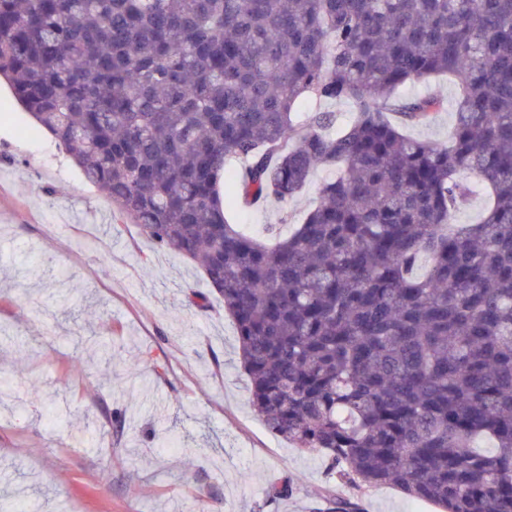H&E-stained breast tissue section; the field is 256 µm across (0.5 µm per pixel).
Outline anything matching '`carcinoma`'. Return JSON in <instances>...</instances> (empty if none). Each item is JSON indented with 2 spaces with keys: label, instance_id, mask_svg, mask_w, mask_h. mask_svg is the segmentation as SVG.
I'll return each mask as SVG.
<instances>
[{
  "label": "carcinoma",
  "instance_id": "1",
  "mask_svg": "<svg viewBox=\"0 0 512 512\" xmlns=\"http://www.w3.org/2000/svg\"><path fill=\"white\" fill-rule=\"evenodd\" d=\"M444 75L449 143L391 122L429 123L444 101L399 93ZM0 78L117 218L204 273L269 431L350 483L512 512V0H0ZM307 98L354 118L299 120ZM319 167L339 175L289 235L229 221ZM316 110L335 112L336 124H342L349 121L355 111L353 104L348 101H329L322 103L319 101H309L302 107L301 112L307 113L314 112ZM485 198L481 191L474 193L468 202L458 211L457 219L459 224H473L477 222L483 211Z\"/></svg>",
  "mask_w": 512,
  "mask_h": 512
}]
</instances>
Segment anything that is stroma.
Returning <instances> with one entry per match:
<instances>
[{
	"instance_id": "stroma-1",
	"label": "stroma",
	"mask_w": 512,
	"mask_h": 512,
	"mask_svg": "<svg viewBox=\"0 0 512 512\" xmlns=\"http://www.w3.org/2000/svg\"><path fill=\"white\" fill-rule=\"evenodd\" d=\"M408 135L448 142L458 90ZM0 85V478L41 512H437L389 486L356 488L321 452L271 433L250 402L234 324L203 273L112 215L68 153ZM333 170L289 205L236 211L289 234ZM206 296L207 310L190 306ZM117 358L103 360V344ZM292 492L267 501L281 478Z\"/></svg>"
}]
</instances>
